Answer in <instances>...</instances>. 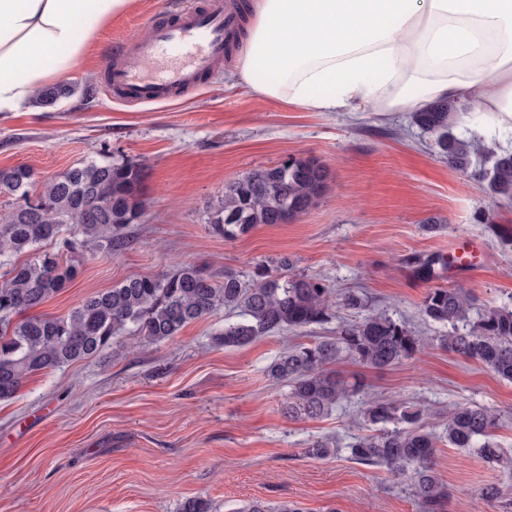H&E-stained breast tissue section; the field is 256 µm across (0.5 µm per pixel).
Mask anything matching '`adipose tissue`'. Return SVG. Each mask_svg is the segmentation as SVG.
Masks as SVG:
<instances>
[{
    "label": "adipose tissue",
    "mask_w": 512,
    "mask_h": 512,
    "mask_svg": "<svg viewBox=\"0 0 512 512\" xmlns=\"http://www.w3.org/2000/svg\"><path fill=\"white\" fill-rule=\"evenodd\" d=\"M133 0H0V113L74 68ZM238 75L311 112L474 105L512 132V0H254Z\"/></svg>",
    "instance_id": "adipose-tissue-1"
}]
</instances>
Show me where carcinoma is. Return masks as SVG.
Masks as SVG:
<instances>
[{
  "instance_id": "obj_1",
  "label": "carcinoma",
  "mask_w": 512,
  "mask_h": 512,
  "mask_svg": "<svg viewBox=\"0 0 512 512\" xmlns=\"http://www.w3.org/2000/svg\"><path fill=\"white\" fill-rule=\"evenodd\" d=\"M74 89L52 87L38 94L39 104L56 105ZM458 107L438 104L415 113L416 123L434 137L448 165L486 184L492 199H512V153L488 149L480 140L453 133ZM327 171L310 159L289 157L276 166L246 173L224 188L211 207L208 224L216 235L233 240L259 224H286L306 212L320 194ZM33 171L24 166L0 169V196L20 200L0 216V401L16 396L33 374L89 359L119 336L161 342L186 325L223 308L239 320L224 323L216 337L226 348L244 346L259 336L288 329L321 326L333 321L331 288L314 276H289L288 257L254 267L246 283L232 271L224 279L192 262L154 276L130 277L87 296L65 315L35 313L62 293L78 276L82 256L67 250L64 232L82 236L79 247L110 254L124 243L123 230L144 213V171L133 162L105 157L84 162L46 182L41 205L27 201L34 185ZM408 263L417 277L431 281L435 256H413ZM346 309L363 310L361 320L334 337L288 347L266 368L276 383L290 387L288 414L319 418L360 392V385L342 379L332 368L343 356L385 369L413 356L423 345L404 325L368 306L355 291L341 294ZM474 300L462 288L427 289L421 312L428 320L450 327L434 337L448 351L482 363L512 382V308H491L470 320ZM425 411L413 403L372 400L361 410L374 433L358 435L346 446L351 459L387 468L409 478L424 512H444L448 493L434 470L440 443L472 449L488 464L504 462L494 431L496 413L486 407L459 406L448 414L441 434L426 429ZM336 444L321 439L307 453L325 458ZM180 512H213L202 497L187 499ZM237 512H302L294 502L270 506L251 501Z\"/></svg>"
}]
</instances>
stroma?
Returning <instances> with one entry per match:
<instances>
[{"label": "stroma", "instance_id": "1", "mask_svg": "<svg viewBox=\"0 0 512 512\" xmlns=\"http://www.w3.org/2000/svg\"><path fill=\"white\" fill-rule=\"evenodd\" d=\"M192 0H136L99 33L91 52L62 82L73 94L53 107L30 102L0 114V168L26 166L37 183L101 156L144 166L146 207L123 247L86 255L74 283L40 311L63 315L89 294L179 261L250 278L256 264L282 256L296 275L335 291L359 288L375 309L418 336L447 329L420 312L428 288L407 265L413 254L450 256L462 237L483 248L473 272L448 278L476 311L512 307V200H492L485 184L449 167L413 113L309 112L256 95L238 75L240 48L204 74L189 97L123 102L107 94L101 65L114 45L147 20ZM93 98H86L87 89ZM290 156L327 170L326 186L287 224H261L227 241L207 225L224 187ZM435 218L438 230L423 225ZM228 317L217 310L174 338H117L100 355L30 377L0 401V512H179L191 497L213 512L261 500L293 501L302 512H421L409 480L350 460L347 444L365 433L363 398L426 406L441 430L450 409L479 405L499 417L497 440L512 453V382L436 345L384 370L344 357L335 365L363 396L329 415L292 419L289 388L265 369L289 346L324 336L316 326L226 348L215 337ZM335 437L340 451L308 455L311 441ZM435 470L446 512H512V465L489 466L474 453L442 447ZM500 490L482 496L485 486Z\"/></svg>", "mask_w": 512, "mask_h": 512}]
</instances>
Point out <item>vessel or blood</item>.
Returning a JSON list of instances; mask_svg holds the SVG:
<instances>
[{
    "mask_svg": "<svg viewBox=\"0 0 512 512\" xmlns=\"http://www.w3.org/2000/svg\"><path fill=\"white\" fill-rule=\"evenodd\" d=\"M241 24L237 0H200L163 19L146 21L105 58L114 98L167 101L193 93L204 68L221 67Z\"/></svg>",
    "mask_w": 512,
    "mask_h": 512,
    "instance_id": "vessel-or-blood-1",
    "label": "vessel or blood"
}]
</instances>
